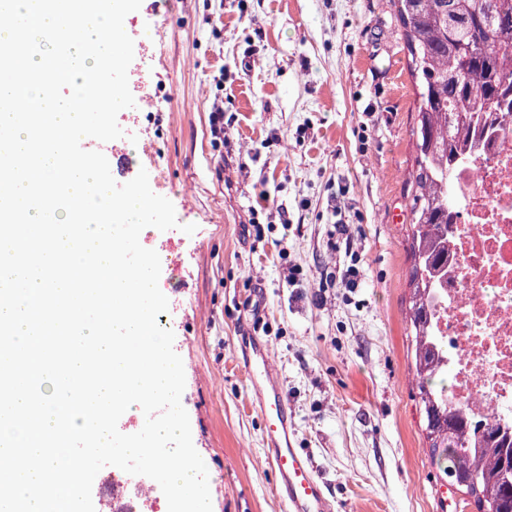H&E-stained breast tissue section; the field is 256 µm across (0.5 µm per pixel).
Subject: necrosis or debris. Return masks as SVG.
<instances>
[{
  "mask_svg": "<svg viewBox=\"0 0 512 512\" xmlns=\"http://www.w3.org/2000/svg\"><path fill=\"white\" fill-rule=\"evenodd\" d=\"M455 154L448 265L428 290L429 339L479 457L487 427L512 445V129H471Z\"/></svg>",
  "mask_w": 512,
  "mask_h": 512,
  "instance_id": "obj_1",
  "label": "necrosis or debris"
}]
</instances>
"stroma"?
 <instances>
[{"label":"stroma","instance_id":"35a3bbf8","mask_svg":"<svg viewBox=\"0 0 512 512\" xmlns=\"http://www.w3.org/2000/svg\"><path fill=\"white\" fill-rule=\"evenodd\" d=\"M124 25L141 110L86 144L137 142L113 178L147 171L175 208L160 281L213 512H284L240 362L255 330L334 512H476L438 478L408 371L416 101L393 0H142Z\"/></svg>","mask_w":512,"mask_h":512}]
</instances>
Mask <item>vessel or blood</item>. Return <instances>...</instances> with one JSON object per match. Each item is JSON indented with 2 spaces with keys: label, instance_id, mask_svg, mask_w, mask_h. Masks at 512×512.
Returning a JSON list of instances; mask_svg holds the SVG:
<instances>
[{
  "label": "vessel or blood",
  "instance_id": "b4317fda",
  "mask_svg": "<svg viewBox=\"0 0 512 512\" xmlns=\"http://www.w3.org/2000/svg\"><path fill=\"white\" fill-rule=\"evenodd\" d=\"M249 345L247 369L264 421L267 460L286 512H332V505L307 452L293 444L288 404L275 379L269 347L254 336L250 337Z\"/></svg>",
  "mask_w": 512,
  "mask_h": 512
}]
</instances>
